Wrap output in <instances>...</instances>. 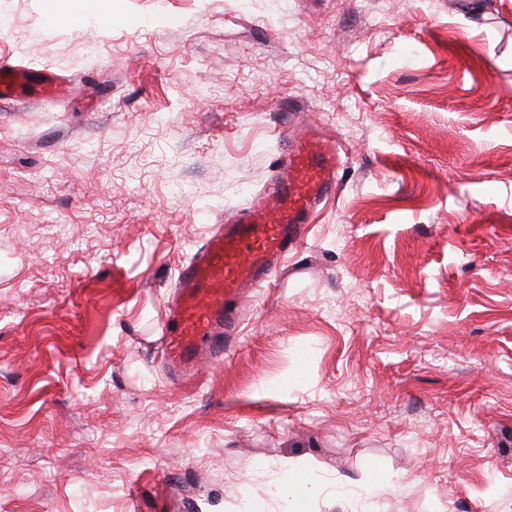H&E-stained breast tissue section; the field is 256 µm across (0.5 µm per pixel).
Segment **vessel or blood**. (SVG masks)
<instances>
[{"label": "vessel or blood", "mask_w": 512, "mask_h": 512, "mask_svg": "<svg viewBox=\"0 0 512 512\" xmlns=\"http://www.w3.org/2000/svg\"><path fill=\"white\" fill-rule=\"evenodd\" d=\"M27 79L25 67L1 60L0 100L25 92ZM341 163L340 144L324 128L283 134L271 178L178 271L160 331L170 379L183 380L201 358L220 362L236 348L241 299L271 284L310 215L334 195Z\"/></svg>", "instance_id": "1"}]
</instances>
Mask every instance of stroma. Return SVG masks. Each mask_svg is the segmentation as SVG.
I'll use <instances>...</instances> for the list:
<instances>
[{"mask_svg": "<svg viewBox=\"0 0 512 512\" xmlns=\"http://www.w3.org/2000/svg\"><path fill=\"white\" fill-rule=\"evenodd\" d=\"M95 2L0 0L71 84L0 103V512H284L292 462L309 512H512V0ZM311 124L335 196L171 382L178 267ZM289 491L291 496L305 503L317 494L318 486L305 472L298 469L293 474Z\"/></svg>", "mask_w": 512, "mask_h": 512, "instance_id": "obj_1", "label": "stroma"}]
</instances>
